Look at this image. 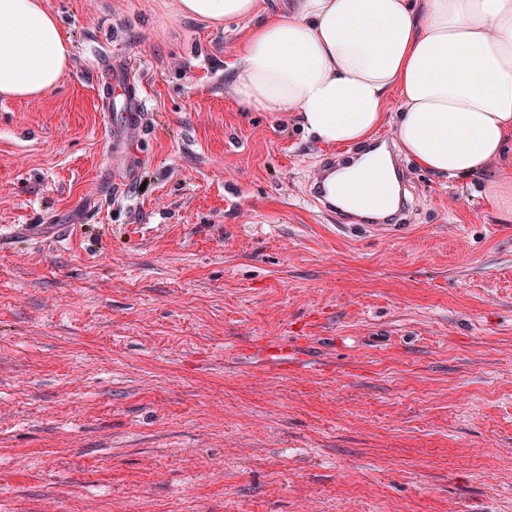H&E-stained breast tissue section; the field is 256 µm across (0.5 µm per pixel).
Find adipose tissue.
Wrapping results in <instances>:
<instances>
[{
	"mask_svg": "<svg viewBox=\"0 0 512 512\" xmlns=\"http://www.w3.org/2000/svg\"><path fill=\"white\" fill-rule=\"evenodd\" d=\"M178 14L220 27L248 21L230 91L257 112L298 113L326 144L373 134L399 91L397 137L419 165L450 181L475 175L512 141V0H289L259 16L257 0H177ZM71 44L44 0H0V97L46 94ZM336 195L352 212L385 191L380 155L339 171Z\"/></svg>",
	"mask_w": 512,
	"mask_h": 512,
	"instance_id": "ef3b65f1",
	"label": "adipose tissue"
}]
</instances>
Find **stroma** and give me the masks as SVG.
<instances>
[{
    "mask_svg": "<svg viewBox=\"0 0 512 512\" xmlns=\"http://www.w3.org/2000/svg\"><path fill=\"white\" fill-rule=\"evenodd\" d=\"M45 3L71 65L0 98V512H512V170L410 159L406 235L339 226L309 186L372 143L238 104L247 24ZM134 70L127 62L112 61V69L109 70L108 83L116 96H120V109L123 115L139 113L141 101L133 90Z\"/></svg>",
    "mask_w": 512,
    "mask_h": 512,
    "instance_id": "1",
    "label": "stroma"
}]
</instances>
